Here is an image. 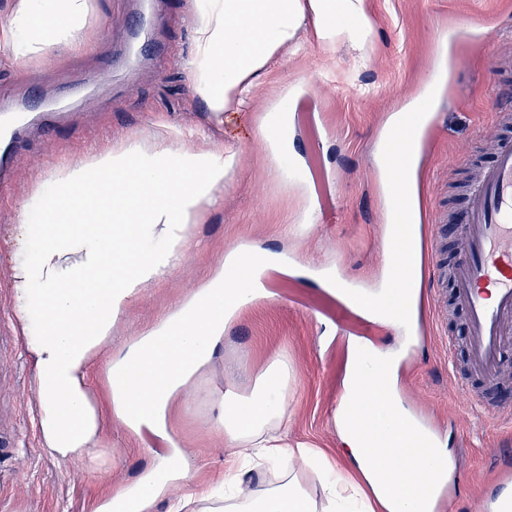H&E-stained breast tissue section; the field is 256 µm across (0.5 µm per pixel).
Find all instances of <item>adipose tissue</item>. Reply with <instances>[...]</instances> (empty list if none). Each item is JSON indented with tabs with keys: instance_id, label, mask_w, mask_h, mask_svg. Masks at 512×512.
I'll use <instances>...</instances> for the list:
<instances>
[{
	"instance_id": "adipose-tissue-1",
	"label": "adipose tissue",
	"mask_w": 512,
	"mask_h": 512,
	"mask_svg": "<svg viewBox=\"0 0 512 512\" xmlns=\"http://www.w3.org/2000/svg\"><path fill=\"white\" fill-rule=\"evenodd\" d=\"M89 0H14L0 18V62L45 57L75 41ZM327 46L365 49L373 26L364 0H196V56L192 83L214 122L240 108L256 78L292 40L304 19ZM234 155L126 142L56 171L52 188H33L20 215L14 266V306L25 349L35 367V398L43 448L58 461L101 475L112 471L105 424L159 441L154 471L135 490L116 489L94 512H146L170 485L183 487L169 512H433L436 493L416 487L412 471L448 479L449 455L431 440L424 459H402L407 435L398 404L397 353L351 348L344 393L334 412L344 452L359 475L344 473L320 451L288 441L285 398L288 364L274 359L249 394L235 387L207 392L211 426L233 448L224 481L239 485L250 463L288 458L310 467L324 495H309L295 473L254 494L224 493L194 482L172 409L192 410L186 393L199 389L224 341V320L265 288L275 257L237 259L247 284L217 268L175 310L120 352L115 324L151 284L180 265L189 229L201 223L224 190ZM109 380L107 402L92 386L96 364ZM367 410L384 427L372 439L353 420Z\"/></svg>"
}]
</instances>
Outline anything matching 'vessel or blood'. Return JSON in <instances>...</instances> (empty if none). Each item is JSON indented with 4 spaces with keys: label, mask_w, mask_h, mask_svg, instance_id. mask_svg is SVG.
I'll return each mask as SVG.
<instances>
[{
    "label": "vessel or blood",
    "mask_w": 512,
    "mask_h": 512,
    "mask_svg": "<svg viewBox=\"0 0 512 512\" xmlns=\"http://www.w3.org/2000/svg\"><path fill=\"white\" fill-rule=\"evenodd\" d=\"M151 41L145 15H137L127 32L121 57L123 67L133 66ZM49 110L45 102L0 94V114L9 118L7 128L13 144L23 139L29 114ZM420 128L419 114L413 111L403 113L391 130L386 145L398 169L411 166ZM407 197L406 183H399L392 195L394 224L386 242L390 263L405 270L413 262L412 243L407 236L412 222ZM460 225L463 254L453 280L467 317L474 366L489 381L508 334L507 326L512 323V138H504L495 145L490 162L471 188ZM511 485L512 470H501L495 482L498 512H512V494L506 492Z\"/></svg>",
    "instance_id": "1"
}]
</instances>
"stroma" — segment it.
Wrapping results in <instances>:
<instances>
[{
    "instance_id": "1",
    "label": "stroma",
    "mask_w": 512,
    "mask_h": 512,
    "mask_svg": "<svg viewBox=\"0 0 512 512\" xmlns=\"http://www.w3.org/2000/svg\"><path fill=\"white\" fill-rule=\"evenodd\" d=\"M133 0H94L80 33L82 48H58L50 59L0 64V93L27 95V71L40 75L43 94L103 75L126 35ZM159 52L131 74L114 73L108 106L94 98L64 103V119L37 128L18 150L13 184L0 190V512H88L104 491L97 472L61 463L41 446L34 372L13 308V264L19 214L33 187L86 154L134 140L144 148L236 153L224 193L189 232L187 253L172 275L148 287L115 325V344L139 336L163 312L193 293L230 252L286 257L288 269L267 275L269 297L241 308L224 329V349L206 382L220 389L234 376L249 393L274 359L288 362L286 414L292 439L320 448L343 471L351 464L332 423L343 393L351 337L383 349L399 347L396 326L354 314L324 290L321 273L354 288L379 290L387 254L382 237L379 136L390 117L427 92L425 150L416 184L423 212L424 270L442 282L422 283L432 331L419 336L399 366L398 392L410 414L427 417L451 451L461 479L453 512H495L486 501L492 479L512 464V346L500 355L494 388L470 371L466 315L451 278L460 257L456 220L467 188L490 158L492 145L512 135V0H366L374 34L365 50L327 47L300 31L257 80L239 112L215 124L190 86L195 56L194 0H154ZM492 396L499 416L482 415ZM191 448L195 476L212 478L228 446L205 412L176 413ZM112 483L140 486L155 458L136 438L109 425Z\"/></svg>"
}]
</instances>
